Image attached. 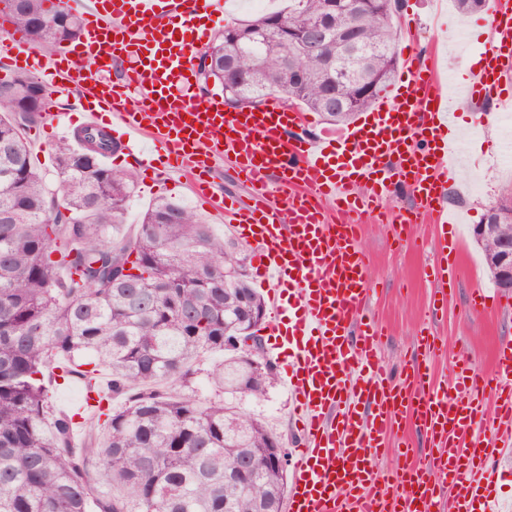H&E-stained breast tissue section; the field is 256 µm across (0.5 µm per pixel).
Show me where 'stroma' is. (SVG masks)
I'll return each instance as SVG.
<instances>
[{"label":"stroma","mask_w":512,"mask_h":512,"mask_svg":"<svg viewBox=\"0 0 512 512\" xmlns=\"http://www.w3.org/2000/svg\"><path fill=\"white\" fill-rule=\"evenodd\" d=\"M397 24L401 60L420 57L438 75H452L459 83L490 44L489 12L463 15L456 7L438 6L437 0H405ZM500 113L494 100L476 107L466 102L455 119L460 157L448 182V203L463 218L452 232L463 260L456 275L447 280V305L433 309L434 287L425 275L434 243L431 225L404 228L397 223H366L360 230L359 249L371 286L362 302L363 315L383 328L382 353L392 371L412 370L421 358L419 336L424 331L438 336L446 346L431 368L432 381L440 385L449 384L457 361L467 360L479 371L489 369L496 346L512 342V291L494 285L473 237L474 225L483 223L487 209L498 202L504 189L512 188V170L499 168L495 158L500 142L512 134V123L501 122ZM478 288L500 302L502 312L489 317L471 312V296ZM291 409L280 380L264 399L244 406L245 412L261 418L283 437L285 451L292 458L297 450ZM402 448L419 455L424 452L419 434L405 420L379 448L377 468L394 469Z\"/></svg>","instance_id":"35a3bbf8"}]
</instances>
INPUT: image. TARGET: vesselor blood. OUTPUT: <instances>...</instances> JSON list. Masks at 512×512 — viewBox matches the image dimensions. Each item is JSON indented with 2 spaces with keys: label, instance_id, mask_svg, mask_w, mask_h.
I'll return each instance as SVG.
<instances>
[{
  "label": "vessel or blood",
  "instance_id": "1",
  "mask_svg": "<svg viewBox=\"0 0 512 512\" xmlns=\"http://www.w3.org/2000/svg\"><path fill=\"white\" fill-rule=\"evenodd\" d=\"M82 20L79 49L42 56L20 30L0 37V59L22 69L43 61L60 85H78L88 106L79 120L44 113L46 136L72 138L79 129L112 134L122 151L143 153L144 140L164 157L145 175L157 192L177 173L236 236L254 246L256 273L270 286L273 349L286 351V385L300 425L287 512H432L438 479L452 491L448 512H492L504 473L496 461L512 446V344H500L489 370L459 374L451 387L428 382L429 364L410 376L391 373L380 357L384 334L362 321L369 292L357 250L356 215L370 199L407 186L418 220L447 230L448 176L454 112L435 74L411 60L406 76L349 128L342 141L294 135L303 113L269 102L234 112L211 98L191 104L202 40L192 22L202 5L224 0H63ZM492 47L466 84L469 100L512 83V0H492ZM124 66L112 82V63ZM135 109H127L131 96ZM232 159L249 188L226 197L211 172ZM284 206L271 208L276 191ZM413 419L436 448L424 465L405 464L389 476L375 469L395 416Z\"/></svg>",
  "mask_w": 512,
  "mask_h": 512
}]
</instances>
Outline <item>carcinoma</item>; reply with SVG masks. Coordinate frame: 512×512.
Wrapping results in <instances>:
<instances>
[{
	"mask_svg": "<svg viewBox=\"0 0 512 512\" xmlns=\"http://www.w3.org/2000/svg\"><path fill=\"white\" fill-rule=\"evenodd\" d=\"M47 2L7 0L0 12L48 50L78 40L79 18ZM326 2L288 0L286 11L224 25L198 52L202 90L213 83L234 110L288 99L329 125L350 123L397 70L400 2L338 13ZM317 26L330 32L322 52L288 78V34ZM343 30L359 52L336 42ZM338 64L351 73L342 83ZM49 104L29 75L0 82V512H282L277 434L241 407L275 381L259 322L241 312L246 301L266 314L249 249L162 196L127 232L135 176L101 163L120 149L109 136L57 143L48 187L27 130ZM487 220L512 238V195ZM208 353L221 356L207 372L219 402L190 390ZM76 376L94 406L53 410L52 386ZM78 428L92 432L82 448Z\"/></svg>",
	"mask_w": 512,
	"mask_h": 512,
	"instance_id": "cac0c4a2",
	"label": "carcinoma"
}]
</instances>
